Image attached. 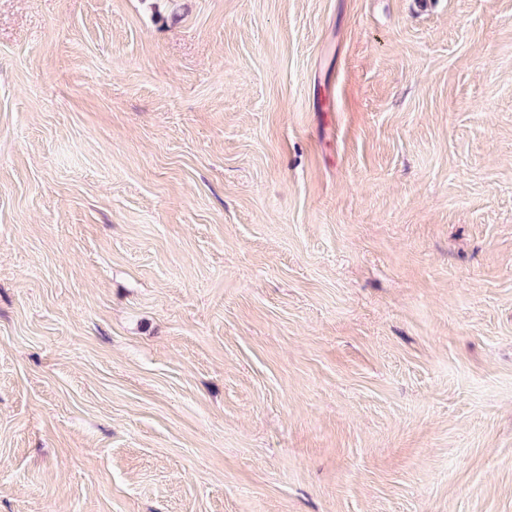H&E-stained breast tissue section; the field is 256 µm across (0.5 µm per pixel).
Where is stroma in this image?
I'll use <instances>...</instances> for the list:
<instances>
[{"label":"stroma","mask_w":512,"mask_h":512,"mask_svg":"<svg viewBox=\"0 0 512 512\" xmlns=\"http://www.w3.org/2000/svg\"><path fill=\"white\" fill-rule=\"evenodd\" d=\"M0 512H512V0H0Z\"/></svg>","instance_id":"1"}]
</instances>
